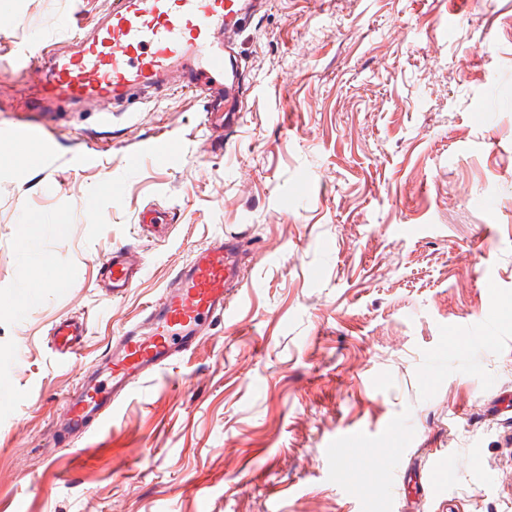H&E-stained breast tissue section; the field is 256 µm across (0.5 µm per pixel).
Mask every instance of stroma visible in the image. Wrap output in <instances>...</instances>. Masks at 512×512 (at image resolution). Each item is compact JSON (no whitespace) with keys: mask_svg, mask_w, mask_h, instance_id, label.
Segmentation results:
<instances>
[{"mask_svg":"<svg viewBox=\"0 0 512 512\" xmlns=\"http://www.w3.org/2000/svg\"><path fill=\"white\" fill-rule=\"evenodd\" d=\"M111 6L0 0V131L16 49ZM239 43L248 115L224 149L203 98L164 88L64 109L30 161L0 140V505L412 512L419 456L441 478L426 512H512V423L484 410L512 391V0H271ZM152 202L182 214L162 241L134 235ZM220 231L243 239L232 321L47 455L84 367ZM123 246L145 271L111 302L99 268ZM26 247L64 276L27 304ZM83 311L63 358L48 330ZM352 431L383 457L340 448Z\"/></svg>","mask_w":512,"mask_h":512,"instance_id":"35a3bbf8","label":"stroma"}]
</instances>
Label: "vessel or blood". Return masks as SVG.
Returning a JSON list of instances; mask_svg holds the SVG:
<instances>
[{"mask_svg": "<svg viewBox=\"0 0 512 512\" xmlns=\"http://www.w3.org/2000/svg\"><path fill=\"white\" fill-rule=\"evenodd\" d=\"M264 5L265 0H113L91 33L74 36L69 55L20 51L17 62L37 105L9 130L12 152L21 153L28 141L49 132L53 107L89 99L124 101L135 91L164 85L174 70L181 73L179 91L204 97L203 127L216 146H223L246 119L237 41ZM180 218L171 208H144L140 233L155 236L157 228ZM241 264L238 234L218 235L198 249L161 295L123 328L108 353L84 371L63 406L49 448L98 431L133 388L179 363L215 321L230 316L244 285ZM103 267L113 299L143 272L127 246L113 250ZM88 331L86 317L66 318L52 324L49 343L72 357L77 339Z\"/></svg>", "mask_w": 512, "mask_h": 512, "instance_id": "1", "label": "vessel or blood"}]
</instances>
